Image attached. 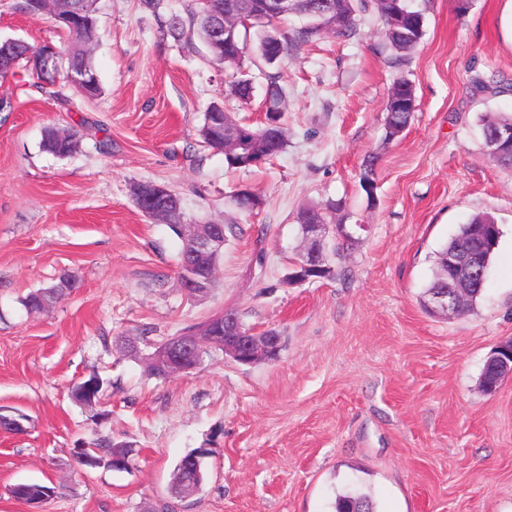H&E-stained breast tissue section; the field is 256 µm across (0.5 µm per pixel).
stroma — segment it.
Listing matches in <instances>:
<instances>
[{"mask_svg":"<svg viewBox=\"0 0 512 512\" xmlns=\"http://www.w3.org/2000/svg\"><path fill=\"white\" fill-rule=\"evenodd\" d=\"M424 36L401 66L375 9L359 12L356 38L327 36L295 59L249 54L252 97H225L231 73L196 30L187 44L163 36L189 0H96L92 60L104 89L89 99L64 88L48 99L0 79V410L26 416L0 430V512H30L14 485L55 487L42 512H333L339 492L371 495L376 512H512V375L495 394L479 381L487 358L512 340V171L482 152L479 119L512 112V93L491 95L478 74L512 81V10L506 0H414ZM0 38L67 49L47 17L0 0ZM284 91L285 151L230 169L202 143L212 102L236 120L264 117L268 75ZM414 86L408 129L387 139L393 82ZM53 126L78 132L67 157L42 148ZM376 159L375 191L360 171ZM167 185L188 224L228 226L219 288L187 299L180 239L138 208L135 185ZM251 189L256 214L234 206ZM342 202L359 242L340 275L286 285L303 206ZM478 213L501 236L481 299L470 312H428L431 257ZM75 273L80 286L48 310L33 291ZM277 329L278 360L240 365L218 351L187 375L151 376L155 345L220 312ZM140 339L142 356L125 353ZM107 382L95 408L71 387ZM109 438L131 444L129 469L76 464L73 450ZM209 449L195 495L171 492L173 472Z\"/></svg>","mask_w":512,"mask_h":512,"instance_id":"1","label":"stroma"}]
</instances>
